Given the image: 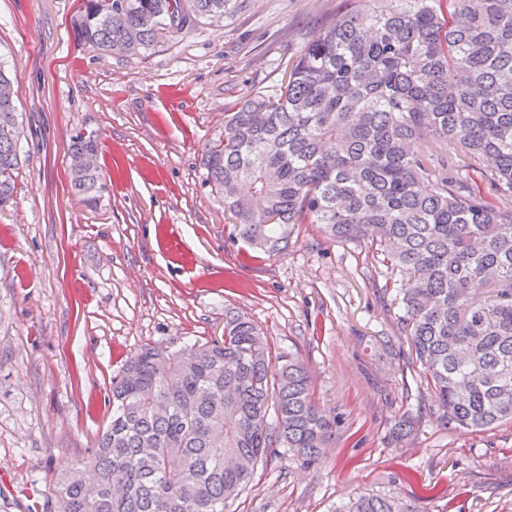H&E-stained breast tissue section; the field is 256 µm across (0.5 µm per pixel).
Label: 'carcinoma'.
I'll return each mask as SVG.
<instances>
[{"mask_svg":"<svg viewBox=\"0 0 512 512\" xmlns=\"http://www.w3.org/2000/svg\"><path fill=\"white\" fill-rule=\"evenodd\" d=\"M323 25L284 62L279 89L224 113L203 159L238 235L281 250L289 226L364 243L399 275L390 307L462 431L512 421V0H394ZM228 0H82L75 39L137 55L163 32L224 18ZM14 78L0 62V209L19 169ZM457 141L448 161L440 140ZM478 173L492 196L483 195ZM94 206L98 169L72 171ZM112 416L54 482L53 512H224L275 447L317 460L335 418L294 355L225 317L222 342L146 347L112 379ZM336 512H408L360 495Z\"/></svg>","mask_w":512,"mask_h":512,"instance_id":"obj_1","label":"carcinoma"}]
</instances>
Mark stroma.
I'll list each match as a JSON object with an SVG mask.
<instances>
[{
    "label": "stroma",
    "instance_id": "obj_1",
    "mask_svg": "<svg viewBox=\"0 0 512 512\" xmlns=\"http://www.w3.org/2000/svg\"><path fill=\"white\" fill-rule=\"evenodd\" d=\"M352 2L229 0L223 23L101 56L74 37L80 0H0L24 118L16 202L0 210V512H48L125 361L222 340L228 312L300 358L336 430L312 465L285 448L258 462L226 512H333L368 493L411 512H512V421L448 424L389 309L394 274L315 224L281 252L250 248L206 181L225 111L277 88L282 61ZM80 135L98 141L94 208L68 188ZM408 414L418 426L395 439Z\"/></svg>",
    "mask_w": 512,
    "mask_h": 512
}]
</instances>
